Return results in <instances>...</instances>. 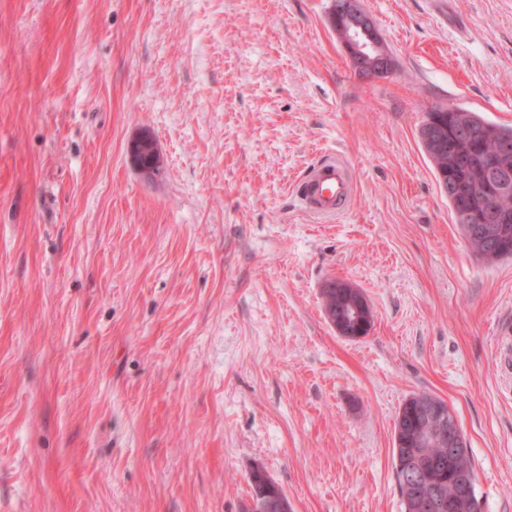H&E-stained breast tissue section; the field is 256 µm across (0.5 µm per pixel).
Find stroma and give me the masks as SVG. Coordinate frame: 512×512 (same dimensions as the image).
Segmentation results:
<instances>
[{
  "label": "stroma",
  "instance_id": "1",
  "mask_svg": "<svg viewBox=\"0 0 512 512\" xmlns=\"http://www.w3.org/2000/svg\"><path fill=\"white\" fill-rule=\"evenodd\" d=\"M0 0V512H401L403 403L452 408L481 512H512V259L464 242L418 136L437 105L512 126V0ZM150 135L159 173L130 142ZM353 171L325 223L296 195ZM359 289L369 335L323 290ZM331 25L355 70L381 77L392 70V59L385 52L380 34L372 18L363 10L360 0H343L336 4ZM298 195L307 212L322 221L333 220L347 208L353 195L348 164L338 157H323L301 181ZM249 480L251 483L253 480L258 485L260 490L257 492V497L264 499L267 512L293 511L288 496L275 484L261 464H255L251 467Z\"/></svg>",
  "mask_w": 512,
  "mask_h": 512
}]
</instances>
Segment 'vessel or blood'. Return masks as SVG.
Wrapping results in <instances>:
<instances>
[{
	"mask_svg": "<svg viewBox=\"0 0 512 512\" xmlns=\"http://www.w3.org/2000/svg\"><path fill=\"white\" fill-rule=\"evenodd\" d=\"M298 195L307 212L323 221L333 220L353 195L347 163L334 156L322 158L301 181Z\"/></svg>",
	"mask_w": 512,
	"mask_h": 512,
	"instance_id": "vessel-or-blood-1",
	"label": "vessel or blood"
}]
</instances>
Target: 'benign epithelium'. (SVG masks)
Returning <instances> with one entry per match:
<instances>
[{"mask_svg": "<svg viewBox=\"0 0 512 512\" xmlns=\"http://www.w3.org/2000/svg\"><path fill=\"white\" fill-rule=\"evenodd\" d=\"M331 25L343 45L349 61L357 70L366 71L376 77L384 76L392 70V59L385 52L380 34L372 18L363 10L360 0H341L336 4V11L331 15ZM434 112L455 114V130L448 133L446 121L439 117L428 120L426 141L430 154L442 158L447 154L454 157L456 163L465 160V156H478V144L483 135L474 131L465 122L463 111L446 105L432 108ZM504 172L512 173V150L505 147L494 156L484 157L481 162L471 166L463 187L457 183L443 182L442 189L448 194L461 193L459 202L460 223L466 225V236L472 237L484 233V225H494L493 231L500 241L512 234V212L495 205L496 197L508 193L512 186L507 179L496 183L492 175ZM370 310L363 298L348 304L343 310L342 321L331 319V325L341 336L361 338L370 328L364 320V312ZM416 411L407 414L408 434L404 439H397V446L411 449L408 456V468L418 474L428 466V461L418 454L420 448H446L448 461H453L463 450L464 438L457 419L450 409L433 405L424 411L427 425L413 428ZM249 480L259 487L258 497L264 499L268 512H292V504L283 491L270 478L265 468L255 464L249 472ZM414 508L423 512L432 508L436 512H452L454 502L437 493H424L417 496Z\"/></svg>", "mask_w": 512, "mask_h": 512, "instance_id": "1", "label": "benign epithelium"}]
</instances>
